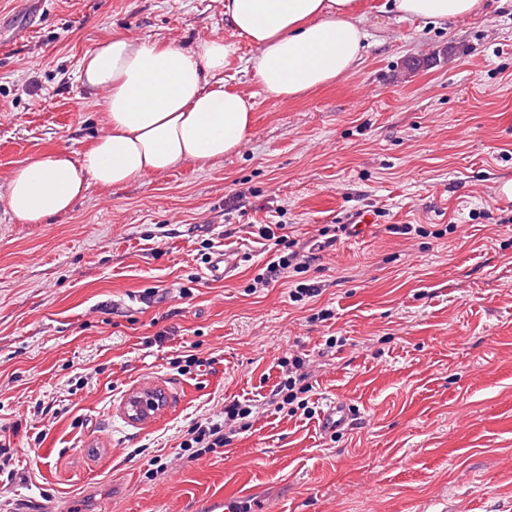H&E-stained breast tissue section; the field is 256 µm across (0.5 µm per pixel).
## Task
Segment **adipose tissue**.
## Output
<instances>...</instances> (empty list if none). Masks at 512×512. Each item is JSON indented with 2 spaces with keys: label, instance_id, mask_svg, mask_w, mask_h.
<instances>
[{
  "label": "adipose tissue",
  "instance_id": "ef3b65f1",
  "mask_svg": "<svg viewBox=\"0 0 512 512\" xmlns=\"http://www.w3.org/2000/svg\"><path fill=\"white\" fill-rule=\"evenodd\" d=\"M482 0H393L404 18L435 22L476 14ZM358 0H224L225 36L184 48L115 36L85 53L81 84L103 94L106 132L80 158L57 149L17 166L4 196L20 222L71 211L90 184L121 188L186 162L239 151L251 130V97L222 74L244 38L262 93L285 101L349 74L368 47Z\"/></svg>",
  "mask_w": 512,
  "mask_h": 512
}]
</instances>
